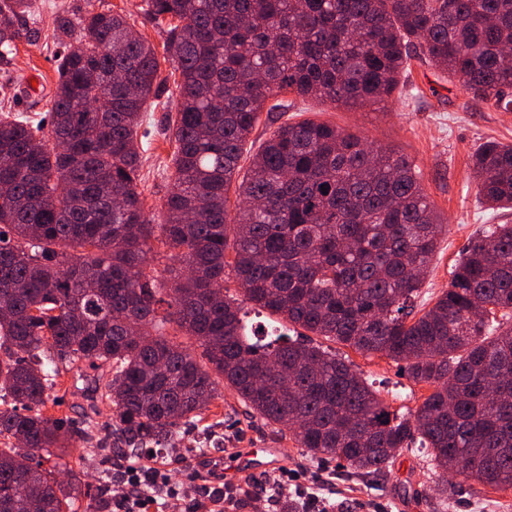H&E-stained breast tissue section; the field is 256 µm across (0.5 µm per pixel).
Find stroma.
<instances>
[{
  "instance_id": "stroma-1",
  "label": "stroma",
  "mask_w": 512,
  "mask_h": 512,
  "mask_svg": "<svg viewBox=\"0 0 512 512\" xmlns=\"http://www.w3.org/2000/svg\"><path fill=\"white\" fill-rule=\"evenodd\" d=\"M34 13L23 23L28 33L19 39L16 55L0 70V108L31 120L43 119L52 107L58 78L54 37L60 9H109L126 14L149 42L167 83L149 100L140 118L138 149L141 181L138 188L150 215H160L173 183L175 141L168 127L178 90L169 74L172 65L164 49L161 25L143 12L142 0H33ZM284 112H262L251 135L262 143L282 122L305 119L326 121L353 133L377 148H392L418 166L425 191L446 230L428 270L416 309H429L448 287L454 266L471 237L486 226L512 224V210H487L478 198L472 156L486 141L512 143V111L473 98L457 80L437 70L428 60L411 62L410 82L402 93L379 106L347 109L288 93ZM339 357L351 362L363 378L379 389L392 411L407 416L431 393L425 383L409 378L403 363L385 355L367 354L336 343ZM45 416L63 421L75 434L67 447L54 449V466L77 498L78 512H97V499L119 493L112 473L122 455L112 446L116 423L112 407L93 394L79 378L78 369L61 371L43 409ZM276 454L277 468L296 474L281 491L265 492L250 483L242 467L245 452ZM140 457L166 467L174 482L192 489L194 472L212 471L231 485L233 499L224 512H280L289 498L300 499L305 512H512V488L499 490L458 479V493L442 502L440 470L419 455L397 457L387 476L356 475L336 462L306 455L291 438L276 437L270 426L246 414L236 394L221 389L211 402L208 418L182 427L171 445L158 453L142 449Z\"/></svg>"
}]
</instances>
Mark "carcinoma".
<instances>
[{
  "label": "carcinoma",
  "instance_id": "cac0c4a2",
  "mask_svg": "<svg viewBox=\"0 0 512 512\" xmlns=\"http://www.w3.org/2000/svg\"><path fill=\"white\" fill-rule=\"evenodd\" d=\"M31 9L0 0L1 65ZM143 11L168 21L178 74L160 218L138 191L137 130L165 78L127 17L59 13L48 124L0 115V512L73 508L41 462L69 429L42 407L61 369L83 361L108 367L105 385L84 381L104 389L114 442L133 453L166 448L222 385L312 458L383 476L403 452H424L435 468L512 487V224L472 239L448 290L416 317L443 224L407 156L305 119L275 128L239 176L269 100L379 105L418 51L474 97L512 108V0H145ZM473 175L486 203L512 208V144L482 145ZM157 232L182 266L160 321V289L143 269ZM243 301L402 361L434 390L413 419L399 417L322 346L286 334L250 342Z\"/></svg>",
  "mask_w": 512,
  "mask_h": 512
}]
</instances>
